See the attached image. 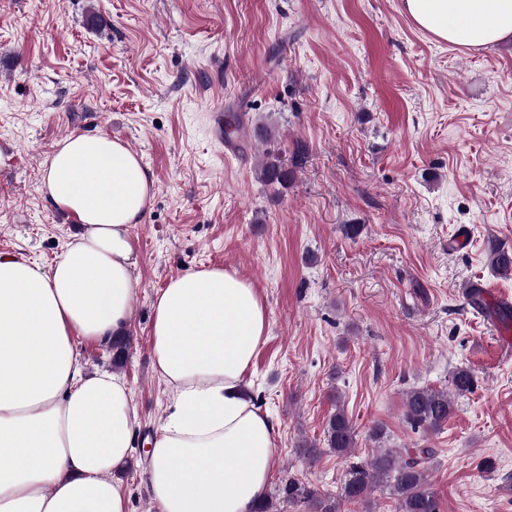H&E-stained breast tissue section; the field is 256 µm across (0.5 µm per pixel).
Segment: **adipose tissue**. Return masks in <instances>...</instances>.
I'll list each match as a JSON object with an SVG mask.
<instances>
[{"label": "adipose tissue", "instance_id": "adipose-tissue-1", "mask_svg": "<svg viewBox=\"0 0 512 512\" xmlns=\"http://www.w3.org/2000/svg\"><path fill=\"white\" fill-rule=\"evenodd\" d=\"M414 22L461 49L512 38V0H404ZM80 231L50 267L0 254V512H130L120 478L138 408L122 377L86 374L76 337L111 341L131 319V229L154 180L104 134L61 141L42 181ZM154 369L169 412L147 451L156 512H256L277 460L278 428L246 390L266 334L253 285L221 267L171 277L155 296Z\"/></svg>", "mask_w": 512, "mask_h": 512}]
</instances>
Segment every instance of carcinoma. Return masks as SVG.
<instances>
[{
  "instance_id": "cac0c4a2",
  "label": "carcinoma",
  "mask_w": 512,
  "mask_h": 512,
  "mask_svg": "<svg viewBox=\"0 0 512 512\" xmlns=\"http://www.w3.org/2000/svg\"><path fill=\"white\" fill-rule=\"evenodd\" d=\"M259 178L268 185L286 186L293 170L275 151L268 149L258 166ZM492 268L512 274V253L496 249L490 255ZM474 374L465 368L453 371L445 387L412 388L404 394V419L413 430L435 434L455 409V398L474 388ZM357 432L342 405H336L328 418L323 444L347 458L339 495L321 492L310 483L288 479L273 497L266 498L258 512H282L281 505L299 506L306 512H341L344 503L371 501L377 490H386L395 503V512H440L436 493L429 483L436 451L428 446L393 450L377 448L366 457L355 455Z\"/></svg>"
}]
</instances>
